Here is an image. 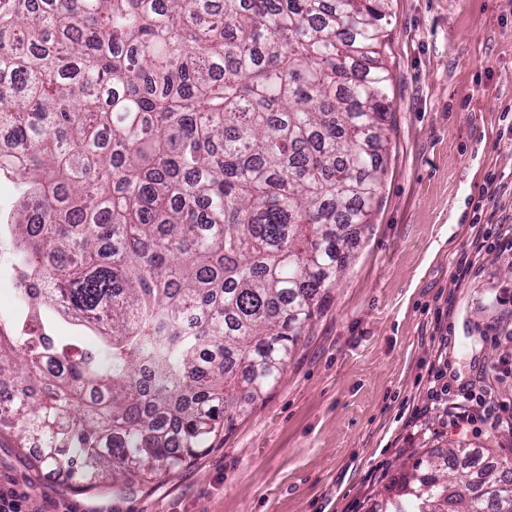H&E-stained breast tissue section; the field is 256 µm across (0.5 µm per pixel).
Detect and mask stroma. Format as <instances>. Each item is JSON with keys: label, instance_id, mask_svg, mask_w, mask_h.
Here are the masks:
<instances>
[{"label": "stroma", "instance_id": "stroma-1", "mask_svg": "<svg viewBox=\"0 0 512 512\" xmlns=\"http://www.w3.org/2000/svg\"><path fill=\"white\" fill-rule=\"evenodd\" d=\"M391 130L369 228L288 366L206 451L90 496L33 467L0 417V484L44 512H383L417 457L512 464V252L468 275L476 203L512 225V0H390ZM501 185L481 201L487 174ZM484 400L486 412L458 409Z\"/></svg>", "mask_w": 512, "mask_h": 512}]
</instances>
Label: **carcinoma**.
I'll list each match as a JSON object with an SVG mask.
<instances>
[{"instance_id":"obj_1","label":"carcinoma","mask_w":512,"mask_h":512,"mask_svg":"<svg viewBox=\"0 0 512 512\" xmlns=\"http://www.w3.org/2000/svg\"><path fill=\"white\" fill-rule=\"evenodd\" d=\"M388 0H0V411L85 492L204 451L284 373L382 183ZM385 512H512L413 464ZM507 491L471 498L475 478Z\"/></svg>"}]
</instances>
